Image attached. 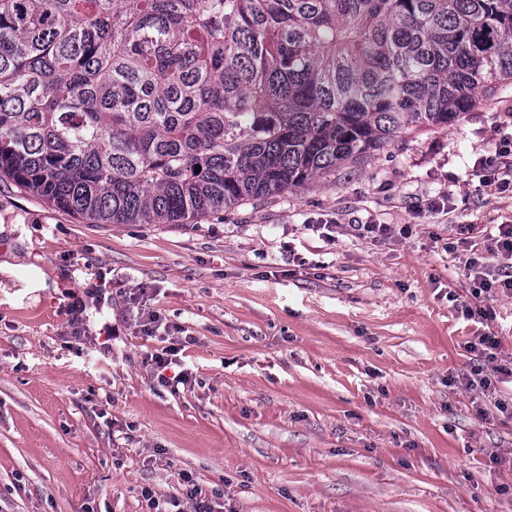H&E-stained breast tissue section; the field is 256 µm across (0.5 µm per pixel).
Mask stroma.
<instances>
[{"label":"stroma","instance_id":"stroma-1","mask_svg":"<svg viewBox=\"0 0 512 512\" xmlns=\"http://www.w3.org/2000/svg\"><path fill=\"white\" fill-rule=\"evenodd\" d=\"M512 83L445 129L303 188L177 224H94L0 179V512H512V383L467 386L473 337L512 358V296L467 319L457 227L512 224L472 170ZM455 211L428 210L445 194ZM333 220L336 241L310 231ZM390 224L383 243L360 224ZM192 337L159 386L132 298ZM82 302L80 319L67 306Z\"/></svg>","mask_w":512,"mask_h":512}]
</instances>
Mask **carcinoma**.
Returning <instances> with one entry per match:
<instances>
[{
    "instance_id": "cac0c4a2",
    "label": "carcinoma",
    "mask_w": 512,
    "mask_h": 512,
    "mask_svg": "<svg viewBox=\"0 0 512 512\" xmlns=\"http://www.w3.org/2000/svg\"><path fill=\"white\" fill-rule=\"evenodd\" d=\"M510 81L512 0H0V177L96 224H172Z\"/></svg>"
}]
</instances>
